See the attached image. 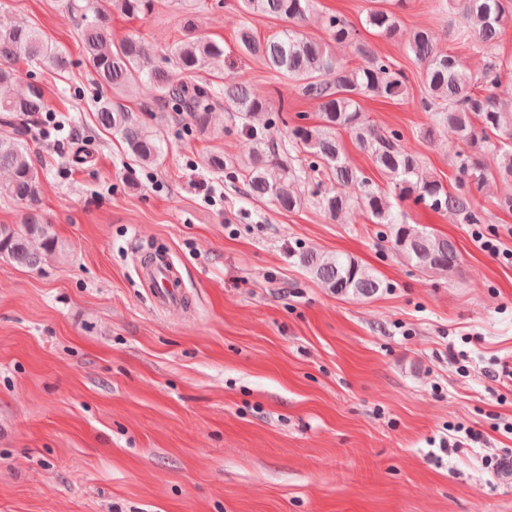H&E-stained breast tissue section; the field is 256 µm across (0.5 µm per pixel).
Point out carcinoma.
<instances>
[{"label": "carcinoma", "instance_id": "1", "mask_svg": "<svg viewBox=\"0 0 512 512\" xmlns=\"http://www.w3.org/2000/svg\"><path fill=\"white\" fill-rule=\"evenodd\" d=\"M154 2L68 0V7L78 18L77 35L85 61L99 85L92 104L96 123L119 137L135 161L155 165L163 153L159 130L147 126L124 104V97L136 84L145 81L152 85L164 108L190 113L202 132L208 131L213 104L222 99L224 111L235 113L241 121L250 149L241 159L220 152L207 155L204 164L213 174L242 180L247 195L270 198L287 212L304 205L306 184L314 180L317 189L311 195L329 217L335 218L355 204L371 223L391 226L393 248L415 267L446 272L458 264L455 242L406 223L395 201L412 198L435 211H448L467 224H482L484 217L473 206V194L487 181L481 157L488 151L497 153L499 177L512 181V111H502L501 64L492 55L506 24L512 21V0H455L457 9L472 23L468 37L477 59L473 68L439 50L430 30L402 27L394 8H404L406 0H373L374 6L365 14L366 28L396 41L424 65L426 95L418 106L433 120L425 136L431 138L436 129L447 126L467 147L459 154L460 179L454 193L427 173L416 153L402 146L400 133H383L366 119L360 99L401 97L407 77L366 46L359 48L363 64L354 68L338 64L331 44L344 43L356 34L347 20L328 18L330 42L326 43L301 30L314 0H238L248 14L288 23L267 39L258 37L252 27L241 26L236 33L239 50L300 82L302 93L319 105L318 123L290 126L278 136L270 129L279 123L280 116L251 87L226 83L220 88L197 80L198 72L224 59V45L200 35L194 19L185 21L182 38L169 47L164 66L152 63L137 35L112 41V11L145 19L152 14ZM20 59L60 72L70 65L66 50L37 28L0 24V88L17 80L13 65ZM45 112V92L37 83L29 82L14 94L0 92V171L9 173L8 182L0 184V196L26 205L22 224L0 225V257L25 267L37 266L40 251H52L57 246L41 209V173L28 145L32 128L39 126L46 131L42 120ZM339 129L353 134L359 147L371 155L387 178L388 192L379 190L345 162L336 137ZM349 182L360 190L354 200L331 187ZM298 260L341 295L370 297L382 287L373 270L348 254L309 250L299 254Z\"/></svg>", "mask_w": 512, "mask_h": 512}]
</instances>
